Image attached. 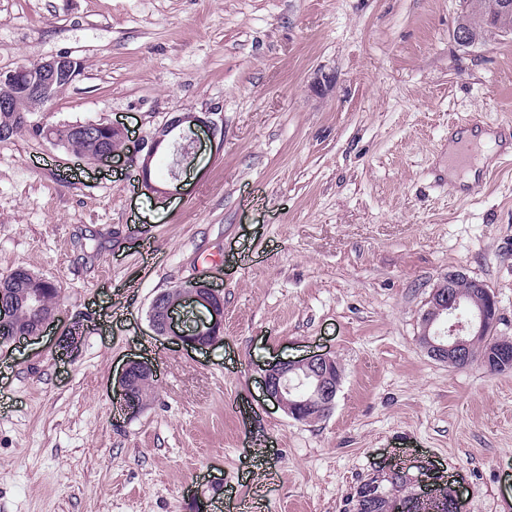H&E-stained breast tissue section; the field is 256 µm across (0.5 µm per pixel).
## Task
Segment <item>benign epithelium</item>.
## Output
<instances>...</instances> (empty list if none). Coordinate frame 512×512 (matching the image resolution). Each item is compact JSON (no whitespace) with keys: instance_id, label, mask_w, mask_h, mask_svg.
<instances>
[{"instance_id":"benign-epithelium-1","label":"benign epithelium","mask_w":512,"mask_h":512,"mask_svg":"<svg viewBox=\"0 0 512 512\" xmlns=\"http://www.w3.org/2000/svg\"><path fill=\"white\" fill-rule=\"evenodd\" d=\"M83 67L81 59L71 55L56 56L43 61L0 72V86L12 87L6 97H0V111L41 112L42 101L59 95L79 76ZM207 132L210 140L218 135V125L194 112L174 117L163 134H156L137 144H130L124 128L112 125V139L120 147L106 153L96 162H106L115 157L123 158L138 171L139 180L150 181L149 160L163 144H168L178 169L173 180L180 178V166L193 150L194 135L199 130ZM469 292L463 293L461 289ZM181 303L204 310L198 326L187 329L178 319L179 305L165 301L157 294L151 304L148 323L153 336L163 341H175L191 348H208L222 339L224 301L219 290L205 280L191 282L183 291ZM498 324V303L492 290L483 281L464 274L451 272L434 286L429 306L422 314L421 325L426 341L422 348L435 361L451 367L468 362L471 345L484 336L493 337V349L499 353L512 350V338L495 335ZM145 374L158 377L155 367L147 362L130 360L119 374L118 387L128 414L136 415L143 404L131 393L129 384L133 375ZM342 380V370L336 359L327 354H316L298 361L281 360L267 365L262 376L263 395L286 415L309 419L310 411L333 410ZM374 481L367 484L357 500H370L379 496L377 488L382 480L393 481L402 477L412 487L403 496L392 497L389 512H424L432 505L434 512H462V502L457 490H451V499L444 500L429 494L432 489L448 487L440 484L439 477L429 473L421 480L398 465L389 463L374 470Z\"/></svg>"}]
</instances>
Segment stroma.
<instances>
[{"label": "stroma", "mask_w": 512, "mask_h": 512, "mask_svg": "<svg viewBox=\"0 0 512 512\" xmlns=\"http://www.w3.org/2000/svg\"><path fill=\"white\" fill-rule=\"evenodd\" d=\"M461 0H0V72L71 54L80 76L33 122L113 123L138 142L185 112L224 130L156 192L23 132L0 142V276L59 287L37 340L0 346V512H352L386 462L460 482L466 512H512V371L451 368L418 343L448 273L485 281L512 336V152L460 197L461 123L512 124V35L459 45ZM158 251L147 254L148 241ZM209 280L222 344L163 345L160 292ZM343 369L301 422L267 364ZM131 358L158 373L119 410ZM134 374H145L155 380L158 377L155 367L147 362L130 360L123 365L118 378V387L128 415H136L143 409V404L139 402L134 394L147 405L148 402L152 401L155 393V381L153 379L135 376L132 387L134 394H132L129 390V384Z\"/></svg>", "instance_id": "35a3bbf8"}]
</instances>
